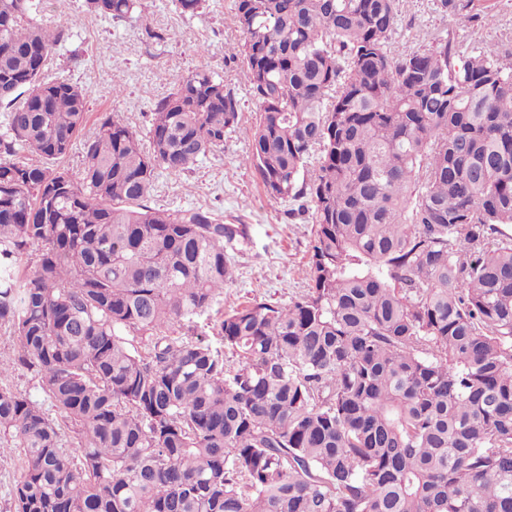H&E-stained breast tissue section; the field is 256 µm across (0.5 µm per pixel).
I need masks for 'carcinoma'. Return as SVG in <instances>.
Wrapping results in <instances>:
<instances>
[{"label": "carcinoma", "mask_w": 512, "mask_h": 512, "mask_svg": "<svg viewBox=\"0 0 512 512\" xmlns=\"http://www.w3.org/2000/svg\"><path fill=\"white\" fill-rule=\"evenodd\" d=\"M401 2L231 0L245 164L314 227L304 293L226 312L246 226L144 201L240 129L234 90L195 69L149 146L112 112L84 136L86 89L49 75L65 29L0 0V376L50 404L0 382L15 512H512V47L397 53ZM7 379L10 385L18 390V392H21L32 400L44 403L45 407H48V402L45 401L46 397L41 389L39 378L34 372L16 368L15 370H9Z\"/></svg>", "instance_id": "cac0c4a2"}]
</instances>
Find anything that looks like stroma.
<instances>
[{"mask_svg":"<svg viewBox=\"0 0 512 512\" xmlns=\"http://www.w3.org/2000/svg\"><path fill=\"white\" fill-rule=\"evenodd\" d=\"M134 21H112L86 13L84 0H40L48 22L67 25L71 37L54 50V69L87 89L89 120L119 113L140 137H147L150 105L189 72L206 68L241 95V124L221 150L203 157L192 172L162 175L147 200L164 209L205 208L228 224H242L246 239L224 244L235 270L222 296L224 309L253 300L287 304L308 285L313 224L308 215H289L285 204L269 199L253 169L245 165L249 141L243 129L257 118L256 103L245 94L241 41L230 0H206L190 17L173 0H143ZM473 11H492L489 25L460 30L461 39L482 46L500 36L512 37V0H471ZM434 0H403L402 28L395 51L417 50L430 34L451 27Z\"/></svg>","mask_w":512,"mask_h":512,"instance_id":"stroma-1","label":"stroma"}]
</instances>
